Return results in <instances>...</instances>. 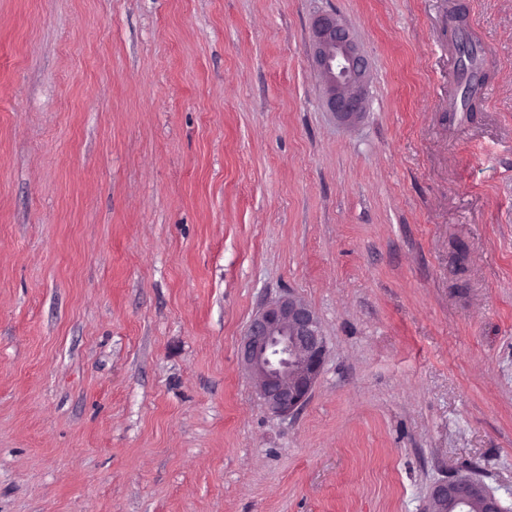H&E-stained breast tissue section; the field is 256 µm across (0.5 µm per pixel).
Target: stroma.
Segmentation results:
<instances>
[{"label": "stroma", "mask_w": 512, "mask_h": 512, "mask_svg": "<svg viewBox=\"0 0 512 512\" xmlns=\"http://www.w3.org/2000/svg\"><path fill=\"white\" fill-rule=\"evenodd\" d=\"M289 292L328 354L278 416L238 350ZM458 473L512 512V0H0V512H428ZM312 31L313 60L322 77L327 108L339 122L355 124L367 110L368 63L336 14L317 16ZM485 65V60L479 55V52L472 48L465 56L462 61L460 72H458V82L464 80V82L470 88L467 96H456L450 103V109L454 112L460 110L461 112H477L479 106V91L477 89V75L480 73Z\"/></svg>", "instance_id": "35a3bbf8"}]
</instances>
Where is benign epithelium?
<instances>
[{
	"label": "benign epithelium",
	"mask_w": 512,
	"mask_h": 512,
	"mask_svg": "<svg viewBox=\"0 0 512 512\" xmlns=\"http://www.w3.org/2000/svg\"><path fill=\"white\" fill-rule=\"evenodd\" d=\"M312 31L313 60L322 77L327 108L339 122L354 124L367 110L368 63L336 14L317 16ZM326 355V338L315 310L291 293L270 300L254 314L239 346L257 395L275 415L305 406ZM478 497L481 512H504L497 498L472 475L435 485L430 505L436 512H469Z\"/></svg>",
	"instance_id": "benign-epithelium-1"
}]
</instances>
